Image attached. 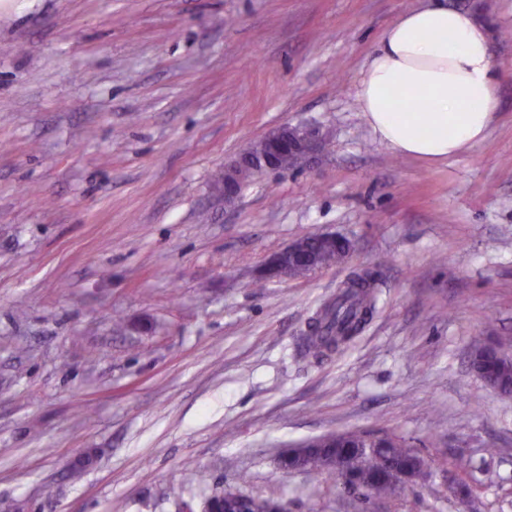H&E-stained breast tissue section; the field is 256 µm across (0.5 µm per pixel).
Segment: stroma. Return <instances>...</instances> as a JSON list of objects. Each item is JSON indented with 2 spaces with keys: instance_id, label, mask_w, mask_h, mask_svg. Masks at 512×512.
I'll use <instances>...</instances> for the list:
<instances>
[{
  "instance_id": "1",
  "label": "stroma",
  "mask_w": 512,
  "mask_h": 512,
  "mask_svg": "<svg viewBox=\"0 0 512 512\" xmlns=\"http://www.w3.org/2000/svg\"><path fill=\"white\" fill-rule=\"evenodd\" d=\"M447 2L488 29L499 109L431 164L355 98L426 0H0V512H177L225 486L289 512H512V396L470 365L489 340L512 357V0ZM284 124L323 152L225 204V166ZM325 232L354 243L343 263L260 278ZM360 269L373 320L308 356ZM352 431L402 439L426 477L365 499L282 468ZM306 250L307 244L303 238L293 241L286 248L270 256L261 269V278L285 277L288 273L292 276L305 274V263L296 260L288 264V258Z\"/></svg>"
}]
</instances>
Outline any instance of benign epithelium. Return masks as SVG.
<instances>
[{
	"label": "benign epithelium",
	"instance_id": "7a95c632",
	"mask_svg": "<svg viewBox=\"0 0 512 512\" xmlns=\"http://www.w3.org/2000/svg\"><path fill=\"white\" fill-rule=\"evenodd\" d=\"M323 146V139L315 132L301 126L283 125L268 133L258 143L244 152L233 164L224 167V203H233L240 194L241 186L256 171L261 169H281L282 159L294 156L304 163L317 155ZM307 250L302 238L290 243L286 248L274 253L261 269V277L277 278L288 275V258ZM298 469H326V464L306 450L296 453ZM262 499L249 495H239L230 502L232 512H262Z\"/></svg>",
	"mask_w": 512,
	"mask_h": 512
}]
</instances>
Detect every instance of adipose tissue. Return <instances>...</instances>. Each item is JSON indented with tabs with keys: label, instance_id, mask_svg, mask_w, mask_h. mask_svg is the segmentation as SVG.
Listing matches in <instances>:
<instances>
[{
	"label": "adipose tissue",
	"instance_id": "1",
	"mask_svg": "<svg viewBox=\"0 0 512 512\" xmlns=\"http://www.w3.org/2000/svg\"><path fill=\"white\" fill-rule=\"evenodd\" d=\"M497 84L485 27L469 11L430 0L386 29L356 98L390 149L440 162L486 137L498 109Z\"/></svg>",
	"mask_w": 512,
	"mask_h": 512
}]
</instances>
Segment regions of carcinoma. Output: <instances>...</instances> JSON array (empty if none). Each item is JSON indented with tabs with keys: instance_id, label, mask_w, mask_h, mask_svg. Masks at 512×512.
I'll return each instance as SVG.
<instances>
[{
	"instance_id": "carcinoma-1",
	"label": "carcinoma",
	"mask_w": 512,
	"mask_h": 512,
	"mask_svg": "<svg viewBox=\"0 0 512 512\" xmlns=\"http://www.w3.org/2000/svg\"><path fill=\"white\" fill-rule=\"evenodd\" d=\"M310 241L313 261L317 266H331L346 258L348 245L344 242L325 244L313 236ZM377 298L371 283L356 275L336 293L310 319L305 336L306 350L314 357L325 351L335 352L340 343L351 341L368 324L376 309ZM480 365L486 372V380L507 390L512 388V365L497 348L484 349ZM389 451L380 455L368 468L357 464V450L372 447L377 442L367 439L364 432H353L339 439L331 434L312 442L327 457L329 478L348 487L363 497L372 494L388 495L394 492L386 474L389 469L401 465L417 481L426 475V467L417 456L405 453L404 442L398 437H388Z\"/></svg>"
}]
</instances>
